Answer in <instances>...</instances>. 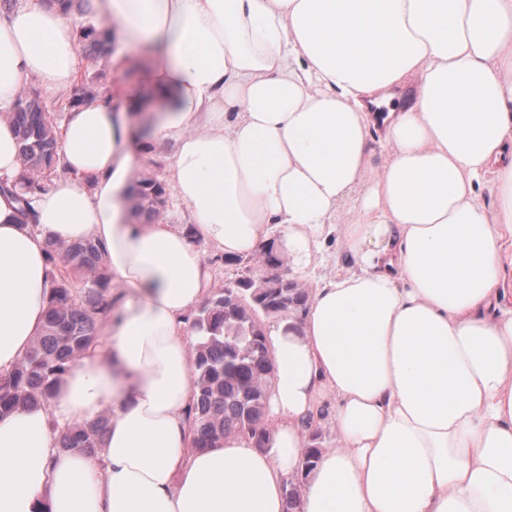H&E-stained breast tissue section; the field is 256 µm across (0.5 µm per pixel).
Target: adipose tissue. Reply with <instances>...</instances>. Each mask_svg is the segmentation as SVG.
<instances>
[{"instance_id":"ef3b65f1","label":"adipose tissue","mask_w":512,"mask_h":512,"mask_svg":"<svg viewBox=\"0 0 512 512\" xmlns=\"http://www.w3.org/2000/svg\"><path fill=\"white\" fill-rule=\"evenodd\" d=\"M137 81L68 112L65 176L21 210L7 114L38 83L70 90L60 7L0 13V375L27 354L51 284L46 243L99 241L112 274L102 347L45 405L0 418V512H284L323 418L301 512H512V0H91ZM391 150L369 180L367 106ZM172 141L168 183L195 227L132 212L135 159ZM493 173V208L478 189ZM342 225L350 268L314 289L299 330L272 325L275 416L195 449L187 316L210 271L198 241L250 258L274 241L303 272ZM112 420L101 453L53 424ZM323 438V447L322 442L320 441L321 435ZM337 444V434L336 428L333 423L327 421L324 426L320 427L319 430L312 433L310 437V444L308 448H304L305 455V475L308 472V469H312L315 466L316 460L319 458L322 453L323 448H334Z\"/></svg>"}]
</instances>
